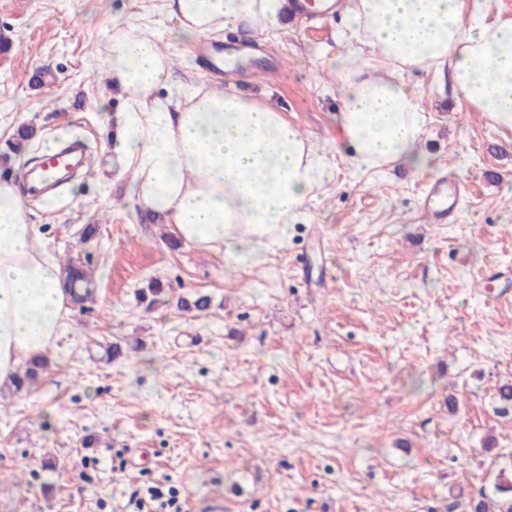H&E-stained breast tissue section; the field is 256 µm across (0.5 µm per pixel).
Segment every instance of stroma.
Returning a JSON list of instances; mask_svg holds the SVG:
<instances>
[{"label": "stroma", "instance_id": "1", "mask_svg": "<svg viewBox=\"0 0 512 512\" xmlns=\"http://www.w3.org/2000/svg\"><path fill=\"white\" fill-rule=\"evenodd\" d=\"M154 0H0V179L21 182L20 113L40 145L94 152L52 206L28 201L58 261L87 263L96 297L72 311L32 393L0 389V512H130L152 486L186 512H472L512 499V133L448 78L415 70L425 169L357 168L336 147L346 17L254 32L264 69L224 85L278 106L323 157L308 220L260 266L187 247L128 197L108 114L104 45ZM468 193L452 224L420 201L447 171ZM98 234L82 242V229ZM210 296L202 315L138 289ZM120 343L109 362L104 346Z\"/></svg>", "mask_w": 512, "mask_h": 512}]
</instances>
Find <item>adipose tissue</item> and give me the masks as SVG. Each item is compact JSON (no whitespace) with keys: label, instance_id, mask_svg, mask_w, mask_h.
I'll use <instances>...</instances> for the list:
<instances>
[{"label":"adipose tissue","instance_id":"obj_1","mask_svg":"<svg viewBox=\"0 0 512 512\" xmlns=\"http://www.w3.org/2000/svg\"><path fill=\"white\" fill-rule=\"evenodd\" d=\"M344 9L350 53L374 58L342 79L336 145L356 165H428L424 117L403 78L412 70H447L454 93L512 132V20L488 21L480 0H344ZM162 11L178 43L268 28L280 0H163ZM162 42L156 22L137 18L117 23L105 45L120 90L112 154L131 175L130 198L184 245L257 264L306 218L322 158L275 105L173 84L174 57ZM65 277L17 185L0 181V386L59 336L71 304Z\"/></svg>","mask_w":512,"mask_h":512}]
</instances>
